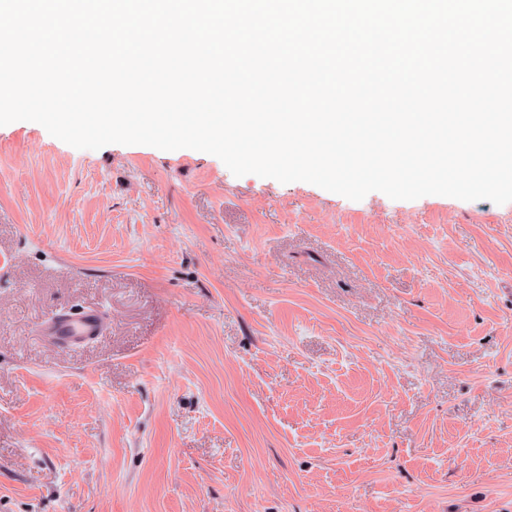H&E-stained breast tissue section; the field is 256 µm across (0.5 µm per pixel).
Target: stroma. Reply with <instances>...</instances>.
<instances>
[{"mask_svg":"<svg viewBox=\"0 0 512 512\" xmlns=\"http://www.w3.org/2000/svg\"><path fill=\"white\" fill-rule=\"evenodd\" d=\"M0 512H512V202L0 126ZM105 330L102 314L95 309H88L79 315L61 314L40 322L35 328V335L64 348L100 336Z\"/></svg>","mask_w":512,"mask_h":512,"instance_id":"obj_1","label":"stroma"}]
</instances>
